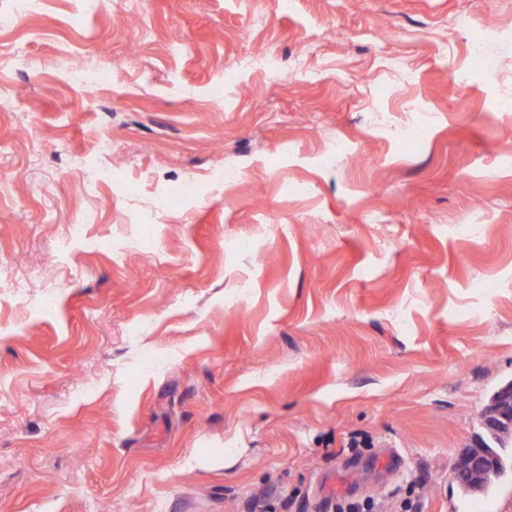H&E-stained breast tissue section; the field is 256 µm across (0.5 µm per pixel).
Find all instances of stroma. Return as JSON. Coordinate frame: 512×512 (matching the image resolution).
I'll return each mask as SVG.
<instances>
[{"instance_id": "stroma-1", "label": "stroma", "mask_w": 512, "mask_h": 512, "mask_svg": "<svg viewBox=\"0 0 512 512\" xmlns=\"http://www.w3.org/2000/svg\"><path fill=\"white\" fill-rule=\"evenodd\" d=\"M124 8L0 28V512H512L453 479L512 381V0Z\"/></svg>"}]
</instances>
